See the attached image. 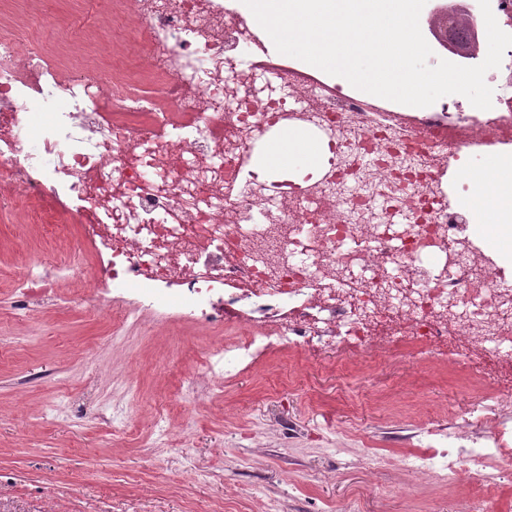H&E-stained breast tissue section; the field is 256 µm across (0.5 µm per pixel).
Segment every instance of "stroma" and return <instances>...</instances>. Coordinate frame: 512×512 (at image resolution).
I'll return each instance as SVG.
<instances>
[{"label":"stroma","mask_w":512,"mask_h":512,"mask_svg":"<svg viewBox=\"0 0 512 512\" xmlns=\"http://www.w3.org/2000/svg\"><path fill=\"white\" fill-rule=\"evenodd\" d=\"M59 213L19 224L0 208V512H463L469 488L410 485L402 463L431 448L422 426L475 419L489 377L399 346L355 363L273 351L209 388L200 354L226 332L173 308L117 336L108 287L20 309L32 255L94 257Z\"/></svg>","instance_id":"stroma-1"}]
</instances>
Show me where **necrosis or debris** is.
I'll list each match as a JSON object with an SVG mask.
<instances>
[{"mask_svg":"<svg viewBox=\"0 0 512 512\" xmlns=\"http://www.w3.org/2000/svg\"><path fill=\"white\" fill-rule=\"evenodd\" d=\"M235 0H96L93 24L74 19L60 39L35 35L39 0L0 34V202L19 223H54L45 201H71L102 254L93 287L136 297L114 332L155 310L159 287L201 324L232 325L231 342L201 355L215 379L271 350L331 348L348 359L406 343L468 366L492 356L512 369V287L444 198L441 150L512 143L503 111L448 126L431 111L425 140L365 111L358 99L284 62H238L260 45ZM432 50L475 65L456 33L482 22L478 0H427ZM316 128L331 156L304 189L249 168L256 140L283 126ZM83 262L33 259L18 282L46 296ZM512 404L501 383L483 405L485 435L449 432L444 449L406 460L420 477L474 486L480 512L512 467Z\"/></svg>","mask_w":512,"mask_h":512,"instance_id":"obj_1","label":"necrosis or debris"}]
</instances>
